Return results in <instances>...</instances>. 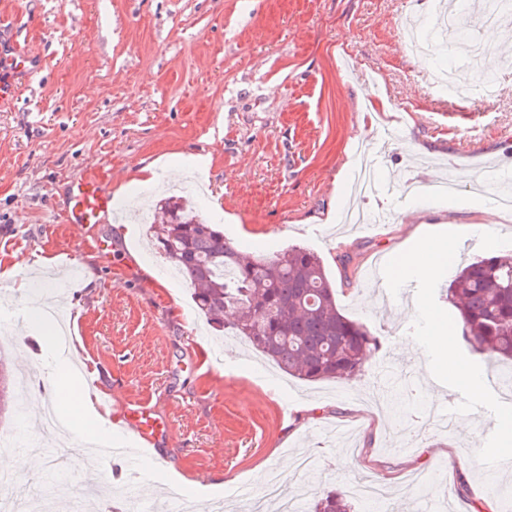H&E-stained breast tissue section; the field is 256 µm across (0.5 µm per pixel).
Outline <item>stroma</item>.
I'll list each match as a JSON object with an SVG mask.
<instances>
[{"label": "stroma", "mask_w": 512, "mask_h": 512, "mask_svg": "<svg viewBox=\"0 0 512 512\" xmlns=\"http://www.w3.org/2000/svg\"><path fill=\"white\" fill-rule=\"evenodd\" d=\"M415 0H0L16 40L36 63L0 110V343L16 372L50 377L57 357L37 339L16 341V308L61 298L70 345L93 369L95 396L111 393L101 435L127 449L123 459L88 470L83 437L72 433L67 487L55 492L48 452L15 454L19 488L52 494L51 512H121L118 491L136 469L137 445L155 466L135 491L171 512L184 498L208 512L203 486L226 505L256 495L276 471L287 491L315 495L380 480L387 512H418L417 490L437 474L443 512H512V474L493 476L512 363H486L457 339L451 361L429 342L421 311L453 308L449 277H396L395 255L413 234L452 236L454 264L512 254V216L494 197L512 191V23L485 59L498 92L461 120L457 100L432 82L456 66V46L436 44L427 59L409 54L399 20ZM365 144L375 173L392 192L370 202L390 221L380 233L342 231L348 177ZM210 164L195 172L189 158ZM507 166L490 186L486 161ZM151 172H144V165ZM450 175L449 194L419 195L415 185ZM103 176L118 206L102 224H64L65 188ZM164 186L192 193L201 216L222 225L239 250L273 255L313 249L336 282L344 314L379 337L354 382L302 381L241 340L207 326L190 287L160 257L129 214ZM486 245H475L479 225ZM112 244L99 252V241ZM48 257L41 271L16 269ZM29 285L19 295L9 269ZM95 287H85L87 276ZM388 304L366 305L378 283ZM477 366L496 388L472 391L459 370ZM150 402L167 425L156 444L140 443L127 410ZM311 457L312 470L282 471L284 459ZM105 497L75 500L88 475Z\"/></svg>", "instance_id": "stroma-1"}]
</instances>
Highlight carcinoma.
<instances>
[{
    "label": "carcinoma",
    "instance_id": "carcinoma-1",
    "mask_svg": "<svg viewBox=\"0 0 512 512\" xmlns=\"http://www.w3.org/2000/svg\"><path fill=\"white\" fill-rule=\"evenodd\" d=\"M168 215L156 228L165 259L193 289L213 328L238 336L283 372L306 381L350 379L370 349L381 346L368 326L336 303V286L320 255L292 245L271 256L239 251L216 224L194 215L187 201L161 202ZM456 324L472 351L512 361V256H484L462 267L447 288ZM0 348V417L18 416ZM312 512H351L336 492L319 495Z\"/></svg>",
    "mask_w": 512,
    "mask_h": 512
}]
</instances>
